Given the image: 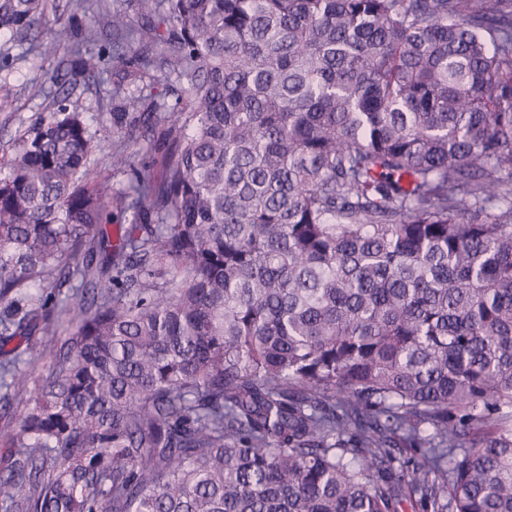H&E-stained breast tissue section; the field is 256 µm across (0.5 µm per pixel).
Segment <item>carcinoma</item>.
Wrapping results in <instances>:
<instances>
[{
  "mask_svg": "<svg viewBox=\"0 0 512 512\" xmlns=\"http://www.w3.org/2000/svg\"><path fill=\"white\" fill-rule=\"evenodd\" d=\"M44 9L0 32L171 138L115 189L60 104L0 166V410L51 357L0 512H512V0ZM74 1L76 0H47L45 28L48 37L50 33L68 24L70 20L82 25L91 24L98 0H81L84 7L79 10L75 9ZM73 15H75L74 19H72Z\"/></svg>",
  "mask_w": 512,
  "mask_h": 512,
  "instance_id": "cac0c4a2",
  "label": "carcinoma"
}]
</instances>
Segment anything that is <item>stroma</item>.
Segmentation results:
<instances>
[{"label": "stroma", "mask_w": 512, "mask_h": 512, "mask_svg": "<svg viewBox=\"0 0 512 512\" xmlns=\"http://www.w3.org/2000/svg\"><path fill=\"white\" fill-rule=\"evenodd\" d=\"M0 52L9 56L8 66H0V83L15 86L18 90L13 99L0 101V161H7L13 156L19 137L49 107L53 97H65L79 105L99 144L90 165L93 174L108 180L113 187L122 186L124 176L112 173V155L125 151L126 144L108 122L98 118L112 97L110 76L105 74L97 79H88L71 73L66 64L65 51L43 55L15 46L2 35ZM53 72L58 75V84L54 87L45 81L47 74Z\"/></svg>", "instance_id": "35a3bbf8"}]
</instances>
